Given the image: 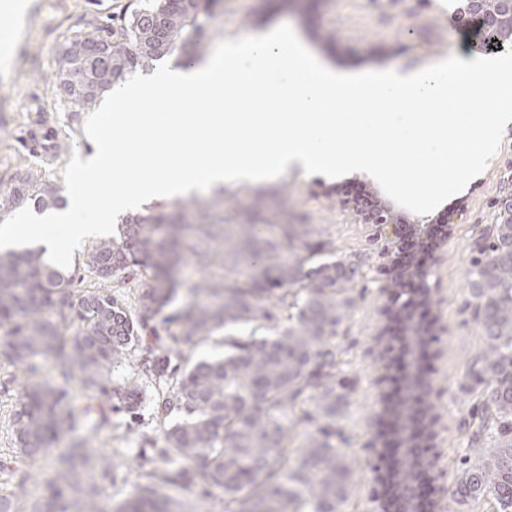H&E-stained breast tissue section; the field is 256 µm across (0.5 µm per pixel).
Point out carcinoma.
I'll use <instances>...</instances> for the list:
<instances>
[{
	"label": "carcinoma",
	"mask_w": 512,
	"mask_h": 512,
	"mask_svg": "<svg viewBox=\"0 0 512 512\" xmlns=\"http://www.w3.org/2000/svg\"><path fill=\"white\" fill-rule=\"evenodd\" d=\"M223 0H157L123 19L118 36H91L95 49L74 59L66 44L56 81L72 111L93 108L128 73L175 58L204 57V33ZM28 200L58 206L55 188L34 175L0 203ZM478 244L470 294L485 348L469 374L486 384L471 442L488 447L463 460L450 498L461 505L491 501L512 512V205ZM85 270L95 288H72L75 275L49 264L41 250L0 253V355L28 375L12 414V492L0 512L26 496L29 464L55 453L45 496L33 512H195L171 488L221 500L224 512H343L354 471L336 445V419L348 403L336 372L332 339L350 318L360 275L357 256H338L318 224H295L277 209L259 219L232 200L214 211L190 198L152 206L121 222V242L96 241ZM133 298L123 286L142 271ZM205 277L198 280L193 276ZM188 290L175 317L158 318ZM287 314L273 337L224 336V358L184 367L193 349L240 324L263 328ZM138 352L135 376L114 368ZM45 356L53 375L33 380L32 359ZM83 397L63 407L64 386ZM155 390L154 416L163 446L138 473L135 492L115 507L100 498L112 456L90 447L112 414L137 409L142 386ZM57 452L52 444L82 427ZM301 427L297 442L292 429Z\"/></svg>",
	"instance_id": "cac0c4a2"
}]
</instances>
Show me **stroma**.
Returning a JSON list of instances; mask_svg holds the SVG:
<instances>
[{
	"instance_id": "stroma-1",
	"label": "stroma",
	"mask_w": 512,
	"mask_h": 512,
	"mask_svg": "<svg viewBox=\"0 0 512 512\" xmlns=\"http://www.w3.org/2000/svg\"><path fill=\"white\" fill-rule=\"evenodd\" d=\"M19 15H0V32L16 47L7 66H0V197L34 173L57 189H64L62 171L73 154L89 147L84 131L86 113L68 108L57 86L59 53L75 36H107L121 18L147 7L151 0H25ZM290 25L299 40L328 69L340 74L393 70L408 72L445 56L486 55V37L478 29L459 27L444 0H224V12L208 29L209 45L259 31ZM56 144L52 154L33 151L44 133ZM287 191L288 206L308 223L321 225L339 254L362 259L361 275L353 292L351 317L337 331V362L349 382L350 407L338 430L341 449L355 472L344 512H373L372 491L381 447L376 440L383 406L375 386L388 368L379 357V308L385 300L382 252L385 240L375 228L358 223L340 201L380 193L368 174L353 172L328 181L298 171L260 186L228 185L224 195L242 203L255 194L271 199ZM512 200V128L501 139L486 170L463 192L444 201L429 217L434 228H447L448 244L432 256L421 242L403 245L401 254L411 265L427 269L426 284L434 300L430 313L437 318L430 345V401L438 418L441 473L437 484L452 485L468 448L469 428L483 399L484 388L468 374V360L483 349L468 288L470 246L495 224L503 202ZM21 390L16 370L0 360V458L11 454V415ZM152 390L141 392L135 415L113 414L112 433L101 434L104 448L142 451L154 455L152 443L140 431L156 426L150 404Z\"/></svg>"
}]
</instances>
